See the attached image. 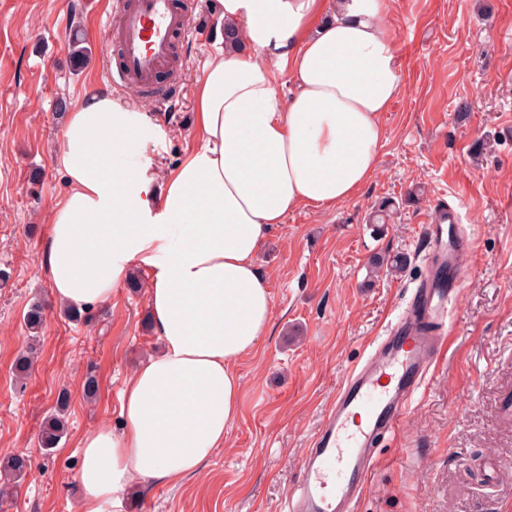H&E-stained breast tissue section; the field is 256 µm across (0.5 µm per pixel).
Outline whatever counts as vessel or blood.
I'll return each instance as SVG.
<instances>
[{
	"label": "vessel or blood",
	"instance_id": "1",
	"mask_svg": "<svg viewBox=\"0 0 512 512\" xmlns=\"http://www.w3.org/2000/svg\"><path fill=\"white\" fill-rule=\"evenodd\" d=\"M190 29L176 0H124L117 38L121 62L109 82L166 98L170 87L154 81L171 67L177 42ZM423 238L427 270L407 308L337 392L303 458V479L288 512H352L374 462L375 439L395 429L430 367L448 351V315L473 241L461 228L458 210L445 203L428 214Z\"/></svg>",
	"mask_w": 512,
	"mask_h": 512
}]
</instances>
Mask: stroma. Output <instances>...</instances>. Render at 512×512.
<instances>
[{"label":"stroma","mask_w":512,"mask_h":512,"mask_svg":"<svg viewBox=\"0 0 512 512\" xmlns=\"http://www.w3.org/2000/svg\"><path fill=\"white\" fill-rule=\"evenodd\" d=\"M198 30L181 41L174 83L183 98L113 89V26L119 0H0V460L30 457L17 494L0 512H79L75 473L92 428L119 426L127 377L161 349L145 289L120 286L108 306L68 320L39 268L49 213L68 190L56 162L65 122L58 101L111 94L143 112L141 146L123 158L161 181L192 139L195 93L224 22L213 0H185ZM88 54L75 60L72 25ZM405 88L383 117L379 169L353 200L289 213L257 255L273 298L272 326L235 369L241 412L202 471L177 486L145 482L120 512H283L301 462L347 373L409 303L425 271L422 226L438 203L457 207L477 243L458 290L448 354L377 462L355 512H512V0H395L386 17ZM487 140L480 158L472 145ZM387 224L369 214L383 201ZM403 254L404 272L370 279L368 259ZM46 320L25 385L14 363L26 349L33 301ZM94 371L98 390L86 400ZM70 394L68 431L52 453L39 445L60 391ZM499 468L486 477L489 464Z\"/></svg>","instance_id":"1"}]
</instances>
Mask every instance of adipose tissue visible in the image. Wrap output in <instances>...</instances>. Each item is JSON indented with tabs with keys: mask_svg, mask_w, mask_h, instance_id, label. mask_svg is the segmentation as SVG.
<instances>
[{
	"mask_svg": "<svg viewBox=\"0 0 512 512\" xmlns=\"http://www.w3.org/2000/svg\"><path fill=\"white\" fill-rule=\"evenodd\" d=\"M218 5L244 47L218 50L196 79V145L161 184L121 163L142 112L108 95L78 100L62 129L68 191L41 270L59 302L84 311L111 303L131 266L143 267L162 343L126 381L121 431L102 424L81 442L79 512H113L141 481L179 484L223 447L240 413L234 365L272 319L262 242L288 213L334 207L367 185L382 117L403 90L383 25L391 0Z\"/></svg>",
	"mask_w": 512,
	"mask_h": 512,
	"instance_id": "adipose-tissue-1",
	"label": "adipose tissue"
}]
</instances>
